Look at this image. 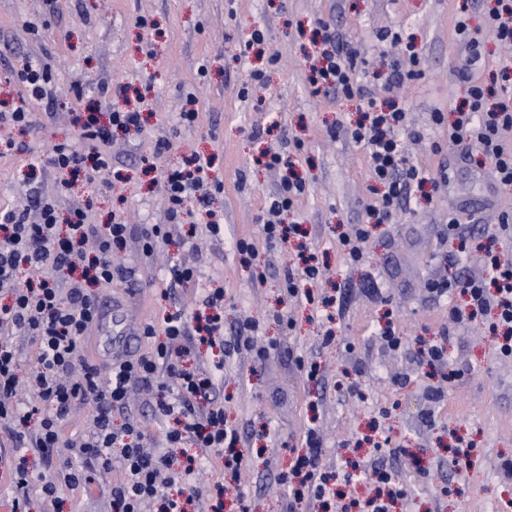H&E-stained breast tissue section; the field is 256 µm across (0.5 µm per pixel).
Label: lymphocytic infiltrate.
<instances>
[{"mask_svg": "<svg viewBox=\"0 0 512 512\" xmlns=\"http://www.w3.org/2000/svg\"><path fill=\"white\" fill-rule=\"evenodd\" d=\"M457 33L466 39L460 73L468 80L467 98L455 109L452 122H445L439 112L433 113L432 121L447 124L449 142L463 155L478 149L490 157L499 184L511 187L512 145L503 141L502 133L512 129V95L489 102V89L472 76L480 57L479 45L468 38L466 26H459ZM322 40V65L311 68L309 84L317 94L333 92L346 99H360L361 117L347 134L365 148L371 179L382 189L366 207V223L357 225L354 234L338 238L345 260L357 265L364 257L363 244L370 226L391 223L412 187L428 184L436 190L449 183L451 175L444 171L432 179L410 162L401 137L406 130L405 101L393 96L384 105H377L369 99L367 89L354 80L356 52L330 35H323ZM75 124L78 133L74 142L53 145L46 158L55 169L86 181L111 172L112 155L107 146L114 130L135 135L143 130L140 112L117 104L106 113L86 105L77 113ZM255 163L267 169L288 168L269 212L275 215L291 210L307 190L305 181L291 172V159L274 153L256 158ZM211 165V159L194 154L166 174L168 221L143 230L144 252H153L158 242L175 236L184 241L194 237L195 225L182 221L183 205L188 195L203 186ZM35 205L41 215L37 224L29 223L23 208L0 212V294L8 298L7 304L0 306V431L16 448H73L84 460H99L106 466L119 461L121 474L111 491L112 512H144L145 505L155 500L160 503L158 512H188V505L200 494L190 479L191 468L172 471L168 456L147 453L145 444L152 433L145 422L130 418L119 429L112 423L114 410L127 409L132 385H156L158 413L175 421L164 433L166 445L174 448L190 439L223 462L224 479L210 490L212 512H223L224 492L236 483L245 465L239 450L241 435L228 424L223 406L204 412L199 409V401L213 389V380L191 363L193 348L185 342L188 314L178 309L146 323L143 334L152 341L150 351L113 359L107 377H100L84 350L85 339L102 312L95 290L125 278L126 271L117 257L133 237V227L118 220L88 223L83 206L71 209L63 221L53 201L43 197L37 198ZM481 259L487 278L446 276L428 281L426 289L438 298L455 293L463 296L464 304L449 307V322L480 323L488 332L502 333L499 353L511 359L512 264L500 262L489 250ZM63 268L80 274L66 292L54 276ZM320 277V266L312 257H305L301 267L286 274L285 290L313 311L326 310L335 299L316 291ZM17 336L28 338L36 349L38 397L33 402L24 399L19 390L21 363L13 343ZM78 405L92 407V422L87 434L69 438L61 423ZM34 418L39 421V430L33 434L28 423ZM306 446L307 453L297 455L281 476L290 502L321 501L333 496L334 486H348L362 478L372 487L365 501L367 512H393L396 502L408 495L394 473L383 468L364 470L359 463L349 461L336 475L320 473L315 430H308ZM163 482L174 486V493L159 494Z\"/></svg>", "mask_w": 512, "mask_h": 512, "instance_id": "obj_1", "label": "lymphocytic infiltrate"}]
</instances>
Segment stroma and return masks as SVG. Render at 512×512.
<instances>
[{"label":"stroma","mask_w":512,"mask_h":512,"mask_svg":"<svg viewBox=\"0 0 512 512\" xmlns=\"http://www.w3.org/2000/svg\"><path fill=\"white\" fill-rule=\"evenodd\" d=\"M495 0H0V104L18 100L26 89L16 79L27 58L51 69V101L31 100L33 127L0 126L13 138V154L0 157V209L27 206L33 191L51 197L60 215L93 199L90 220L119 218L129 224L166 221L164 178L184 157L211 155L209 181L223 192L207 200L190 197L185 221L195 222L194 248L160 243L144 256L129 242L118 261L126 282L98 289L112 330L134 339L141 354L149 344L143 325L165 310L204 313L208 289L224 291L223 336H235L247 318L259 324L256 349L227 357L217 348L196 347L197 364L214 378L209 401L223 405L240 432L247 460L240 491H227L224 512H284L287 490L278 482L293 458L305 453V431L315 428L322 448L318 468L341 469L346 459L363 466L377 462L408 489L398 512H512V480L500 464L512 458V359L497 353V339L482 325L455 327L448 338V363L456 379L440 383L417 356L420 340L434 339L448 322L449 298L431 297L426 284L442 276L440 252L449 211L476 216L475 236L486 241L497 231V215L512 211V188L499 186L492 164L475 166L448 142L447 127L433 123L436 112L451 114L465 97L458 74L465 54L456 33L467 19L480 42L475 75L489 81L512 56L485 24ZM147 26H140V19ZM361 57L376 63L407 59L416 52L421 78L403 84L406 126L421 133L409 144L415 164L430 174L447 166L449 185L424 200L412 191L393 223L372 228L361 264L346 263L337 234L365 220L374 199L364 147L346 137L358 112L350 100L316 96L309 68L322 51L321 27ZM265 36L261 54H241L253 30ZM401 36L397 46L378 42V31ZM264 81H255V72ZM123 88L128 99L144 94V130L135 137L112 134V167L123 177L112 188L70 182L67 174L41 160L54 144L73 139L74 112L80 104L109 108L113 99L101 86ZM199 100L193 124L179 121L187 94ZM172 143L146 169L141 156L152 154L157 139ZM292 157L307 180V191L287 222L303 224L319 255L322 291L335 293L336 337L324 343V325L308 308L290 300L284 273L295 266L294 245L267 241L262 225L280 186L278 172L255 165L263 151ZM220 216L223 232L208 231L206 211ZM254 243L265 271L253 281L233 250L236 240ZM181 258L197 266V280L165 291L168 263ZM393 318L406 344L383 345L378 330ZM318 367L307 380L295 357ZM359 394H351L350 384ZM379 424L399 455H375L355 443ZM174 467L187 454L196 457L194 481L201 488L222 477L215 458L192 443L183 448L156 445ZM92 484L61 487L56 512H112L110 489L118 473L93 463ZM245 502H238V493Z\"/></svg>","instance_id":"35a3bbf8"}]
</instances>
